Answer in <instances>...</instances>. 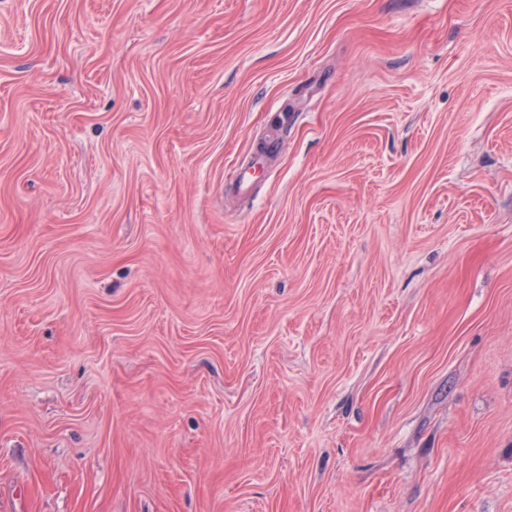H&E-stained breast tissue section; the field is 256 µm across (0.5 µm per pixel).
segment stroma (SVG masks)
I'll return each mask as SVG.
<instances>
[{
  "instance_id": "stroma-1",
  "label": "stroma",
  "mask_w": 512,
  "mask_h": 512,
  "mask_svg": "<svg viewBox=\"0 0 512 512\" xmlns=\"http://www.w3.org/2000/svg\"><path fill=\"white\" fill-rule=\"evenodd\" d=\"M0 512H512V0H0Z\"/></svg>"
}]
</instances>
